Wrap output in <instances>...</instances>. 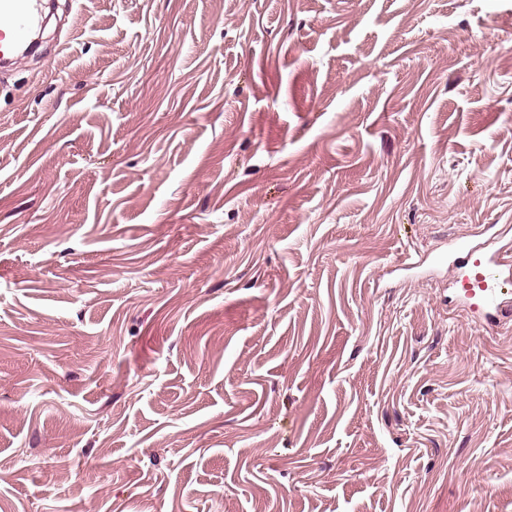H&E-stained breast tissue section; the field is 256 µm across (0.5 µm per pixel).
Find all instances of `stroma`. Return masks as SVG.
<instances>
[{
    "mask_svg": "<svg viewBox=\"0 0 512 512\" xmlns=\"http://www.w3.org/2000/svg\"><path fill=\"white\" fill-rule=\"evenodd\" d=\"M56 5L0 72V512H512V330L441 260L512 247V0Z\"/></svg>",
    "mask_w": 512,
    "mask_h": 512,
    "instance_id": "1",
    "label": "stroma"
}]
</instances>
